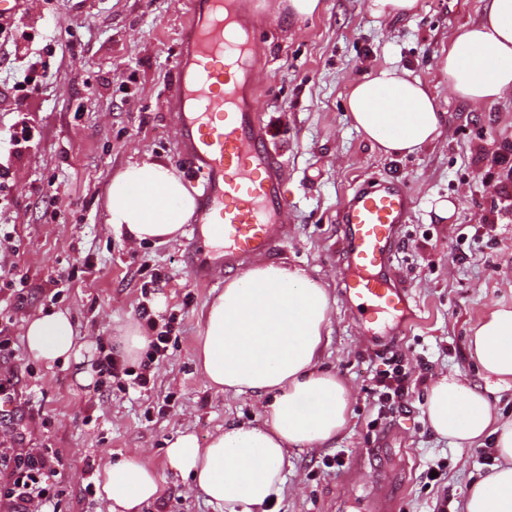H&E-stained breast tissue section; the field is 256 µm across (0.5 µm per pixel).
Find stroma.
<instances>
[{
	"label": "stroma",
	"instance_id": "35a3bbf8",
	"mask_svg": "<svg viewBox=\"0 0 512 512\" xmlns=\"http://www.w3.org/2000/svg\"><path fill=\"white\" fill-rule=\"evenodd\" d=\"M485 0H418L413 15L381 19L367 0H320L308 18L288 0H255L261 23L257 109L267 145L281 162L288 238L267 261L306 270L329 290L331 332L320 363L351 388L348 422L336 442L294 448L286 481L268 512H465L471 483L495 463L492 438L456 449L425 416L429 386L452 374L479 385L495 414L512 416V388L485 378L468 349L491 308L512 306V97L476 109L455 97L436 60L476 22ZM184 0H24L17 27L0 37V133L27 128L28 141L0 148V448L50 452L57 464L55 512H104L96 485L109 459L140 453L160 474L141 512H215L189 481L167 470L165 448L184 430L199 442L224 424L262 425V399L211 388L195 363L203 314L224 290L229 268L194 273L192 233L166 244L136 243L106 222L107 190L128 162L173 166L188 187L196 176L163 102L173 73ZM55 44L49 79L21 97L12 87L26 56ZM409 68L444 117L433 144L387 156L354 128L346 100L354 81L378 68ZM396 179L416 201L400 225L387 276L407 288L412 321L371 330L344 297L339 212L358 184ZM56 206H49L50 194ZM455 205L448 219L436 205ZM63 286H56V279ZM148 306L173 330L148 388L80 383L119 328L139 325ZM63 310L90 344L81 362L46 365L28 357L26 322ZM411 371L406 401L380 411L375 375L391 355ZM441 463L439 481L425 476Z\"/></svg>",
	"mask_w": 512,
	"mask_h": 512
}]
</instances>
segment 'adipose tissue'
<instances>
[{"label":"adipose tissue","mask_w":512,"mask_h":512,"mask_svg":"<svg viewBox=\"0 0 512 512\" xmlns=\"http://www.w3.org/2000/svg\"><path fill=\"white\" fill-rule=\"evenodd\" d=\"M438 65L453 94L474 106L512 95V0H487L479 22L457 34ZM347 110L355 129L388 155L418 152L442 133L430 89L404 68L383 67L354 82ZM195 209L172 167L142 160L113 176L106 222L135 242L164 244L184 235ZM330 313L320 282L265 262L225 279L207 308L197 348L207 383L266 400L263 426L228 423L204 444L188 431L168 442L169 471L190 480L218 512H265L282 488L289 449L320 448L344 432L351 390L318 364ZM24 344L48 365L81 358L73 322L61 310L29 320ZM469 344L481 371L512 387V307L489 311ZM425 414L437 436L461 447L493 435L498 463L470 486L466 512H512V419L498 420L478 386L448 374L431 384ZM159 482L142 455L107 461L105 512H140L157 497Z\"/></svg>","instance_id":"adipose-tissue-1"}]
</instances>
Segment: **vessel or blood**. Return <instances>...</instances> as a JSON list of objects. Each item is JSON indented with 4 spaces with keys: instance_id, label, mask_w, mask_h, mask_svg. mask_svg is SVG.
Returning <instances> with one entry per match:
<instances>
[{
    "instance_id": "1",
    "label": "vessel or blood",
    "mask_w": 512,
    "mask_h": 512,
    "mask_svg": "<svg viewBox=\"0 0 512 512\" xmlns=\"http://www.w3.org/2000/svg\"><path fill=\"white\" fill-rule=\"evenodd\" d=\"M250 2L186 0L187 23L175 64L177 93L165 101L178 115L183 150L202 179L193 235L202 245H216L212 252L197 251L201 271L216 261L244 266L288 235L281 218L280 164L265 146L256 109L260 59ZM414 205L406 184L367 183L341 210L348 265L339 281L345 298L360 302L368 324L413 312L409 296L382 270Z\"/></svg>"
}]
</instances>
